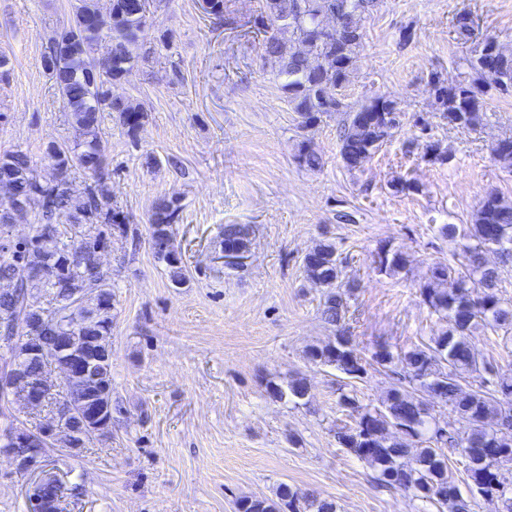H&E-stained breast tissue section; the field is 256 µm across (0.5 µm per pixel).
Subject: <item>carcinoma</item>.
<instances>
[{
  "mask_svg": "<svg viewBox=\"0 0 512 512\" xmlns=\"http://www.w3.org/2000/svg\"><path fill=\"white\" fill-rule=\"evenodd\" d=\"M147 0H112V14L105 27L91 28L78 22L81 14L99 10L97 0H78L73 6L70 28L61 33L70 45L66 50L49 49L43 66L54 79L74 129L71 146L49 145L55 159L52 177L44 182L33 178L30 160L21 151L0 155V183L11 185L16 215L34 214L36 241L22 239L11 249L0 252V282L15 276L17 267L26 268L24 283L15 296L0 295V342L11 331L19 339L12 344L15 369L31 376L47 397H53L51 386L42 377V364L27 356L30 341L20 338L19 323L23 302L38 305L40 294L51 297L49 305H60L85 288H98L101 300L83 307L77 323L60 319L58 331L70 337L77 350L100 346L112 351V273L96 267L97 252L107 246L106 230L118 228L127 232L125 217L114 206L112 188L105 169L107 154L100 136L101 114L112 112L130 136L147 118L139 103L112 96L109 85L121 80L134 67L137 57L130 46L144 36ZM380 0H264L265 25L261 42L262 56L278 64V76L284 78L281 91L300 117L304 129L314 127L324 112H334L346 104H329L324 94L340 92L357 61L364 34L361 16L373 11ZM333 12L338 25L332 34L318 31L320 19ZM290 37H284V33ZM110 42V65L97 74L87 70L103 40ZM495 37L488 35L467 59L476 79L469 83L444 84L431 80L433 94L440 105L441 116L449 125L468 129L480 121L481 103L486 98L512 95V56L494 51ZM399 125L394 102L377 97L348 112L339 132L340 155L345 165L354 169L362 164ZM303 167L317 169L322 157L308 143L297 155ZM79 165L93 175L91 183L78 193L72 189L71 170ZM178 199L162 197L150 215L151 247L158 261L165 264L173 285L186 280L181 252L175 244L173 224L179 217ZM70 224L76 231L65 239L59 226ZM253 229L248 224H226L217 235V243L226 251L247 256ZM491 242L499 244L502 263H512V205L494 192L482 201L473 224L463 235L455 256L437 262L430 268V281L421 288L424 301L448 320V330L424 348L393 353L378 347L371 359L385 367L401 366L400 385L392 389L385 408L371 411L359 406L355 398L343 394V406L356 412V427L341 432L339 443L357 457L368 461L388 486L415 498L425 500L448 512H470V501L448 476V457L440 452L446 446L465 460L470 492L486 501H502L506 512H512V498L505 497V482L499 464L512 461V444L505 446L491 440L499 424L512 421V382H500L491 389L445 388L433 396L467 424V431L434 429L429 445L403 444L387 436L395 425L410 429V437H424L429 411L423 390L422 375L448 364L449 373L462 377L480 372L482 362L471 342L473 329L481 325L494 331L512 329V304L497 293L499 270L484 262V251ZM306 277L325 287L321 318L337 327L336 341L322 347L313 346L307 358L313 363L333 365L349 379L365 374L366 369L345 334L343 322L348 301L358 285L342 279V261L334 244L321 241L304 257ZM406 266L398 252L380 250L379 271L395 273ZM97 390L107 405H112V359L97 368ZM81 424L74 416L62 426L56 442L59 455L69 458L67 448H84L79 433ZM335 512L334 503L308 493L280 486L276 499L246 497L237 503V512Z\"/></svg>",
  "mask_w": 512,
  "mask_h": 512,
  "instance_id": "1",
  "label": "carcinoma"
}]
</instances>
